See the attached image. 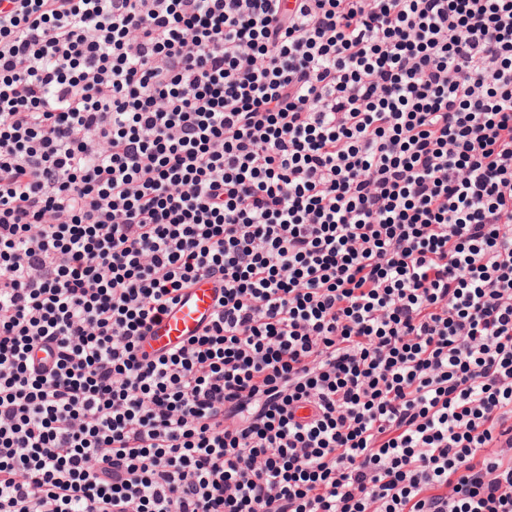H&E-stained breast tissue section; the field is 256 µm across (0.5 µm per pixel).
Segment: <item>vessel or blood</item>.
Returning a JSON list of instances; mask_svg holds the SVG:
<instances>
[{
  "instance_id": "b4317fda",
  "label": "vessel or blood",
  "mask_w": 512,
  "mask_h": 512,
  "mask_svg": "<svg viewBox=\"0 0 512 512\" xmlns=\"http://www.w3.org/2000/svg\"><path fill=\"white\" fill-rule=\"evenodd\" d=\"M219 293L218 282L208 278L184 289L172 309L153 325L145 342L146 350L167 352L199 335L212 318Z\"/></svg>"
}]
</instances>
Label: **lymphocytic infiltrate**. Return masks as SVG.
Wrapping results in <instances>:
<instances>
[{
    "label": "lymphocytic infiltrate",
    "mask_w": 512,
    "mask_h": 512,
    "mask_svg": "<svg viewBox=\"0 0 512 512\" xmlns=\"http://www.w3.org/2000/svg\"><path fill=\"white\" fill-rule=\"evenodd\" d=\"M0 512H512V0H0ZM219 294V283L214 279L201 278L185 288L172 309L153 325L145 349L149 353L167 352L199 335L212 319Z\"/></svg>",
    "instance_id": "1"
}]
</instances>
